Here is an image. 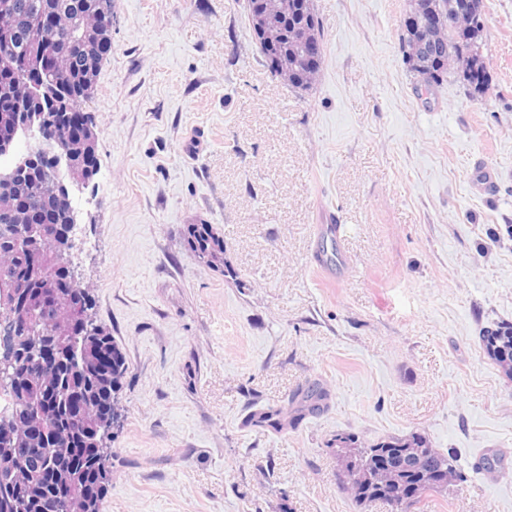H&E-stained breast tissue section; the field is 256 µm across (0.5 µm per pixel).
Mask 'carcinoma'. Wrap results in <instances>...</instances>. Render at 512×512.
Instances as JSON below:
<instances>
[{"label": "carcinoma", "mask_w": 512, "mask_h": 512, "mask_svg": "<svg viewBox=\"0 0 512 512\" xmlns=\"http://www.w3.org/2000/svg\"><path fill=\"white\" fill-rule=\"evenodd\" d=\"M47 0H0V50L11 55V69L0 70V139H20L32 133L51 141L74 164L60 175L48 152L31 156L14 177L0 184V280L11 283L17 303L0 310V336L16 339L11 376L0 378V393L13 411L0 416V512H99L111 479L106 462L113 430L123 426L117 403L128 365L126 355L108 328L92 317L93 299L77 282L70 262L73 209L61 188L64 178L90 181L96 174L94 128L76 133L74 121L84 118V103L94 91L104 58L112 46L113 0H54L51 37L37 26ZM482 0H409V14H439L438 25L404 28L402 50L424 92L432 93L451 76L469 86L484 68ZM81 22L84 38L76 37ZM269 38L284 44V64L275 69L288 85L307 89L317 80L321 63L303 65L305 36H282L273 28ZM41 83L43 98L56 109L43 130L25 129L24 121L41 115L40 99L31 82ZM189 248L209 267L224 265V239L209 224H190ZM55 277H67L74 287L42 306L26 304L27 296ZM483 350L512 380V325L484 330ZM57 347L59 357L46 364L33 360L39 347ZM327 393L319 387L301 391L291 420L299 421L323 408ZM280 432L288 420L280 409H264L252 420ZM338 460L347 473L344 484L362 502H392L388 490L403 473L367 474L350 460L351 450H392L413 454L424 449L416 469L417 487L407 506L418 505L433 491L448 485V466L455 458L432 447L419 433L361 446L351 434H338Z\"/></svg>", "instance_id": "1"}]
</instances>
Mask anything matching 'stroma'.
<instances>
[{
	"label": "stroma",
	"mask_w": 512,
	"mask_h": 512,
	"mask_svg": "<svg viewBox=\"0 0 512 512\" xmlns=\"http://www.w3.org/2000/svg\"><path fill=\"white\" fill-rule=\"evenodd\" d=\"M313 4L323 61L299 90L262 64L246 0H114L71 251L128 362L100 512H389L354 500L333 441L414 432L458 467L408 512H512V481L472 469L512 449V380L481 342L512 323V0H483L487 88L451 77L428 103L408 0ZM330 216L350 260L331 282L313 264ZM191 224L223 237L224 268ZM315 384L322 413L248 423ZM189 248L209 267L224 266V239L220 238L209 224H191L186 229Z\"/></svg>",
	"instance_id": "stroma-1"
}]
</instances>
